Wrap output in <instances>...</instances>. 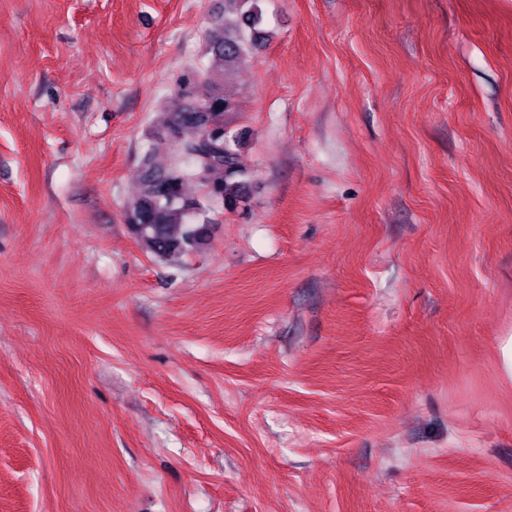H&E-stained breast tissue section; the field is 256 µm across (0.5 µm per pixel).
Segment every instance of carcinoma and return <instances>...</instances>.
<instances>
[{"instance_id": "carcinoma-1", "label": "carcinoma", "mask_w": 512, "mask_h": 512, "mask_svg": "<svg viewBox=\"0 0 512 512\" xmlns=\"http://www.w3.org/2000/svg\"><path fill=\"white\" fill-rule=\"evenodd\" d=\"M260 2L224 0V16L206 35L209 72L185 79L177 88L182 105L154 127L153 137L171 146L168 161L160 162L153 149L141 157L139 190L127 208L126 224L160 260L204 248L210 240L207 212L233 211L244 202L246 171L230 119L237 102L224 93V81L210 73L239 69L265 40ZM189 181L201 187L202 197L187 194Z\"/></svg>"}]
</instances>
